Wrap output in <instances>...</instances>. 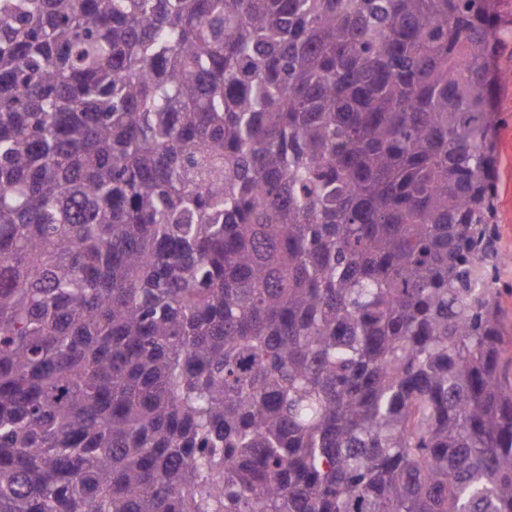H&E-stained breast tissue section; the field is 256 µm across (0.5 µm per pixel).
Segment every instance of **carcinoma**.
I'll list each match as a JSON object with an SVG mask.
<instances>
[{
	"instance_id": "1",
	"label": "carcinoma",
	"mask_w": 512,
	"mask_h": 512,
	"mask_svg": "<svg viewBox=\"0 0 512 512\" xmlns=\"http://www.w3.org/2000/svg\"><path fill=\"white\" fill-rule=\"evenodd\" d=\"M512 0H0V512H512ZM504 79L498 91V107L505 119L499 139L498 225L500 246L512 256V57L501 61ZM500 287L503 288L501 307L504 318L505 336L512 340V262L502 265L499 270Z\"/></svg>"
}]
</instances>
